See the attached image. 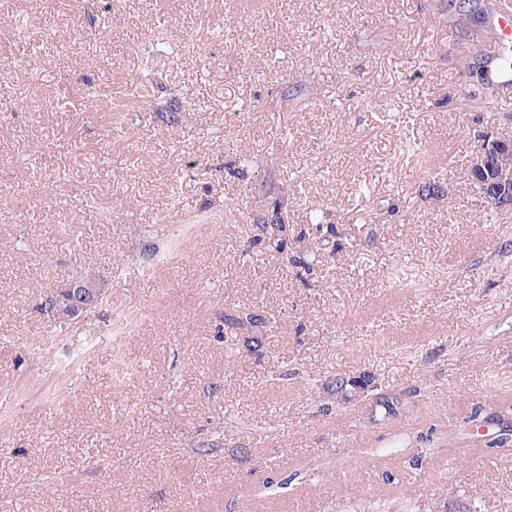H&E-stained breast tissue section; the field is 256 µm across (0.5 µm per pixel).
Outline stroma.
Masks as SVG:
<instances>
[{
  "label": "stroma",
  "mask_w": 512,
  "mask_h": 512,
  "mask_svg": "<svg viewBox=\"0 0 512 512\" xmlns=\"http://www.w3.org/2000/svg\"><path fill=\"white\" fill-rule=\"evenodd\" d=\"M496 4L0 0V512H512V447L470 420L512 404V208L468 180L512 135V68L474 57ZM86 275L102 306L44 311ZM243 308L275 321L227 344ZM364 372L401 416L328 392ZM512 156V136L507 134L483 136L479 140L471 168L476 174H486L495 161ZM253 224H256L257 229L264 236L267 247L276 253L282 254L284 248V219L282 216H276L272 219H267L265 216L256 215L252 218Z\"/></svg>",
  "instance_id": "1"
}]
</instances>
